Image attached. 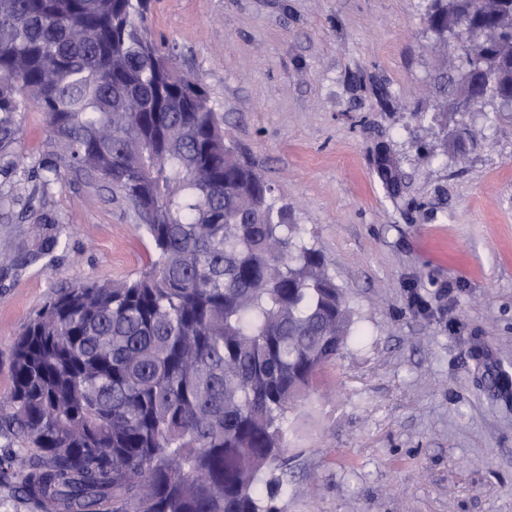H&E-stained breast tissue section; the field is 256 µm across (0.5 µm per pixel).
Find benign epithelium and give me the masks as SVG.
<instances>
[{"instance_id":"1","label":"benign epithelium","mask_w":512,"mask_h":512,"mask_svg":"<svg viewBox=\"0 0 512 512\" xmlns=\"http://www.w3.org/2000/svg\"><path fill=\"white\" fill-rule=\"evenodd\" d=\"M469 32L473 35L487 33L486 44L497 49L471 56L464 61L459 87L452 105L458 112H471L487 97H492L502 107H512V36L503 33L494 20L478 19Z\"/></svg>"}]
</instances>
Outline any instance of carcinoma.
Segmentation results:
<instances>
[{
    "mask_svg": "<svg viewBox=\"0 0 512 512\" xmlns=\"http://www.w3.org/2000/svg\"><path fill=\"white\" fill-rule=\"evenodd\" d=\"M150 0H0V155L45 112L70 166L118 191L154 258L60 291L17 338L0 401V484L39 512H279L288 412L352 336L320 251L224 140L206 88L148 37ZM477 14L512 32L500 0ZM437 41L460 27L433 0ZM38 226L0 267L52 253L64 219L43 167Z\"/></svg>",
    "mask_w": 512,
    "mask_h": 512,
    "instance_id": "1",
    "label": "carcinoma"
}]
</instances>
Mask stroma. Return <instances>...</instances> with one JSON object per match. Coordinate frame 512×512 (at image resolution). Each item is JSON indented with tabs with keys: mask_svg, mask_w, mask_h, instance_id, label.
<instances>
[{
	"mask_svg": "<svg viewBox=\"0 0 512 512\" xmlns=\"http://www.w3.org/2000/svg\"><path fill=\"white\" fill-rule=\"evenodd\" d=\"M430 4L153 0L152 38L206 87L355 314L289 415L280 512H512V112L489 100L431 124L463 55L437 47ZM17 124L0 189L26 197L55 164L48 204L69 228L52 259L0 272V397L57 292L134 278L154 254L119 195L53 155L43 112ZM462 131L467 158L443 152Z\"/></svg>",
	"mask_w": 512,
	"mask_h": 512,
	"instance_id": "1",
	"label": "stroma"
}]
</instances>
